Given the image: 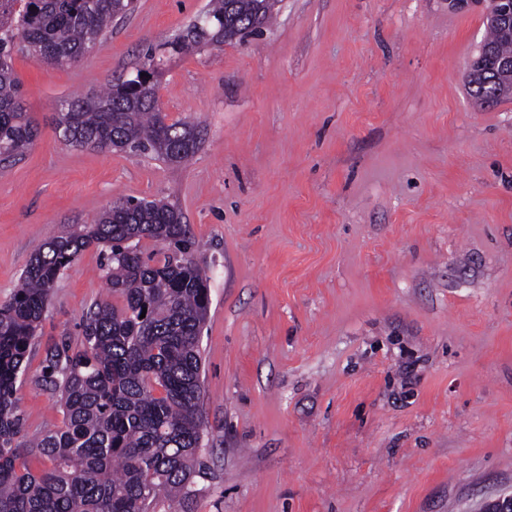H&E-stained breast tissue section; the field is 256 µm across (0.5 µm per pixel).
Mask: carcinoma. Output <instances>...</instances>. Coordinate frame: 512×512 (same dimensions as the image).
Returning a JSON list of instances; mask_svg holds the SVG:
<instances>
[{"mask_svg":"<svg viewBox=\"0 0 512 512\" xmlns=\"http://www.w3.org/2000/svg\"><path fill=\"white\" fill-rule=\"evenodd\" d=\"M224 2L210 0L208 26L190 24L167 44L173 52L224 45ZM264 0H235L241 20L264 23ZM134 11L128 0H0V169L20 161L37 136L12 68L16 52L56 66L80 62ZM485 42L512 57V36L487 26ZM474 102L512 96V75L492 74L470 89ZM57 128L73 147L130 151L181 165L199 150L198 124L168 122L155 85L140 75L66 101ZM149 239L163 260L144 256ZM101 248L108 297L94 301L82 338L45 348L42 381L59 398L62 424L25 440L17 398L58 279L81 251ZM194 241L182 214L161 200L122 198L93 224L46 242L0 304V512H157L186 493L205 468L201 337L208 315L207 277L191 258ZM121 299V305L109 297ZM47 458L38 473L25 452Z\"/></svg>","mask_w":512,"mask_h":512,"instance_id":"cac0c4a2","label":"carcinoma"}]
</instances>
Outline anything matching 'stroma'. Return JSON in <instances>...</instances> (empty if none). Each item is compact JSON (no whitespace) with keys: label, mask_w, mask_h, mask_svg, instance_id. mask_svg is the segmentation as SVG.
Segmentation results:
<instances>
[{"label":"stroma","mask_w":512,"mask_h":512,"mask_svg":"<svg viewBox=\"0 0 512 512\" xmlns=\"http://www.w3.org/2000/svg\"><path fill=\"white\" fill-rule=\"evenodd\" d=\"M209 0H139L73 67L14 54L39 129L0 177V302L34 252L120 197L174 203L210 308L206 472L160 512H478L512 492V98L468 94L486 36L448 0H281L264 34L168 57L202 143L171 166L76 148L61 102L126 78ZM58 279L17 398L59 425L44 348L105 298Z\"/></svg>","instance_id":"stroma-1"}]
</instances>
